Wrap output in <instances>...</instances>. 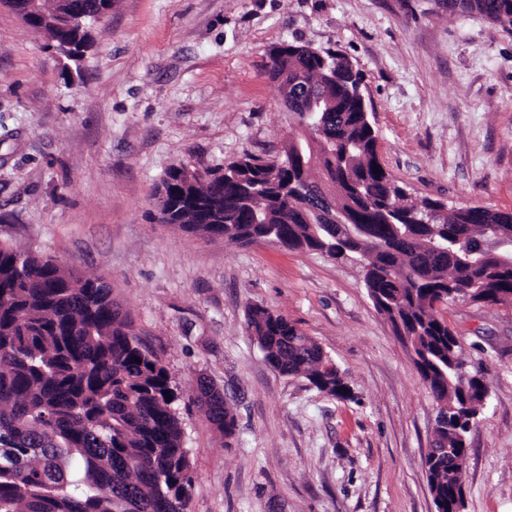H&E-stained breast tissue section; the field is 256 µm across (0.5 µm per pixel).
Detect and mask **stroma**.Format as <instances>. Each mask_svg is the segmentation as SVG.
I'll return each mask as SVG.
<instances>
[{"instance_id":"35a3bbf8","label":"stroma","mask_w":512,"mask_h":512,"mask_svg":"<svg viewBox=\"0 0 512 512\" xmlns=\"http://www.w3.org/2000/svg\"><path fill=\"white\" fill-rule=\"evenodd\" d=\"M82 73L0 2V242L110 283L180 393L187 512H435L436 403L359 262L239 246L158 219L175 166L278 156L300 134L266 72L295 41L346 56L378 156L414 198L512 210V29L443 0H114ZM294 321L349 383L343 400L272 369L247 306ZM490 394L469 434L466 512H512V306L449 304ZM237 417L224 437L199 378Z\"/></svg>"}]
</instances>
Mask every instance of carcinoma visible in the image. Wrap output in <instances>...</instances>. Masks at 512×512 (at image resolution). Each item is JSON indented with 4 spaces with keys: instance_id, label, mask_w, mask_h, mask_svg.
I'll list each match as a JSON object with an SVG mask.
<instances>
[{
    "instance_id": "cac0c4a2",
    "label": "carcinoma",
    "mask_w": 512,
    "mask_h": 512,
    "mask_svg": "<svg viewBox=\"0 0 512 512\" xmlns=\"http://www.w3.org/2000/svg\"><path fill=\"white\" fill-rule=\"evenodd\" d=\"M446 5L512 27V0ZM266 68L292 115L322 98L319 139L302 160L298 136L278 159L245 154L202 173L171 168L154 190L170 204L165 223L366 264L368 295L410 349L442 417L424 467L435 509L456 512L468 434L489 385L484 370L468 368L441 307L512 304V211L411 198L381 168L362 77L346 57L281 41L268 49ZM328 201L366 227L361 239L336 238L321 217ZM246 324L273 369L351 397L339 372L324 378L321 346L296 323L256 304ZM177 400L167 368L105 280L0 244V449L17 459L0 473V512H186L192 480ZM196 402L219 432L235 433L220 392L202 384Z\"/></svg>"
}]
</instances>
